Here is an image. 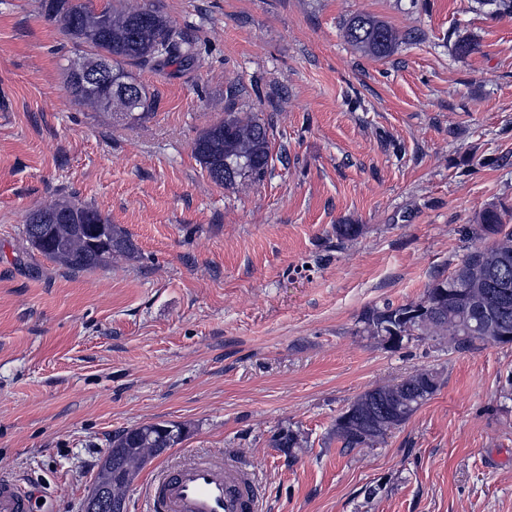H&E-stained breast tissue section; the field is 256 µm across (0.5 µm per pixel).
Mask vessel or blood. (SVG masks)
I'll list each match as a JSON object with an SVG mask.
<instances>
[{
  "label": "vessel or blood",
  "instance_id": "vessel-or-blood-1",
  "mask_svg": "<svg viewBox=\"0 0 512 512\" xmlns=\"http://www.w3.org/2000/svg\"><path fill=\"white\" fill-rule=\"evenodd\" d=\"M152 512H258L260 492L245 464L228 455L184 454L147 486ZM14 477L0 475V512H31Z\"/></svg>",
  "mask_w": 512,
  "mask_h": 512
}]
</instances>
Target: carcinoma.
Here are the masks:
<instances>
[{"mask_svg":"<svg viewBox=\"0 0 512 512\" xmlns=\"http://www.w3.org/2000/svg\"><path fill=\"white\" fill-rule=\"evenodd\" d=\"M45 14L61 24L64 37L84 48L90 58L112 59V89L89 92L71 68H65L70 94L91 107L111 114L114 121L135 122L145 118L153 101L137 83L132 69L191 65L198 50L197 36L174 25L161 12L120 8L106 0L95 10L84 0H43ZM347 39L370 55L388 57L397 36L385 22L366 14L351 16L345 24ZM193 151L217 184L230 186L237 180H259L271 166V141L266 123L251 112H226L194 141ZM479 235L491 240L483 249L468 253L448 277L429 285L424 297L395 308H370L362 317V330L385 338L384 324L398 322L408 336L453 337L455 348L471 351L494 343L501 334L512 336V228L502 222L495 208L484 210L478 221ZM26 241L53 262L72 271L109 265L117 255L134 254L126 231L95 207L76 201H57L31 212L25 220ZM428 305V312L405 317L411 307ZM440 377L421 370L398 380L377 385L359 394L350 406L363 410L372 405L395 406L400 416L392 429L404 425L426 402L420 390L433 395ZM184 428L164 422L148 423L112 435L95 477L94 489L105 504L126 503V491L143 465L174 447L184 437ZM331 436L341 447L373 446L388 433L367 429L348 430L337 425ZM274 447L289 453L307 441L290 428L273 435Z\"/></svg>","mask_w":512,"mask_h":512,"instance_id":"1","label":"carcinoma"}]
</instances>
